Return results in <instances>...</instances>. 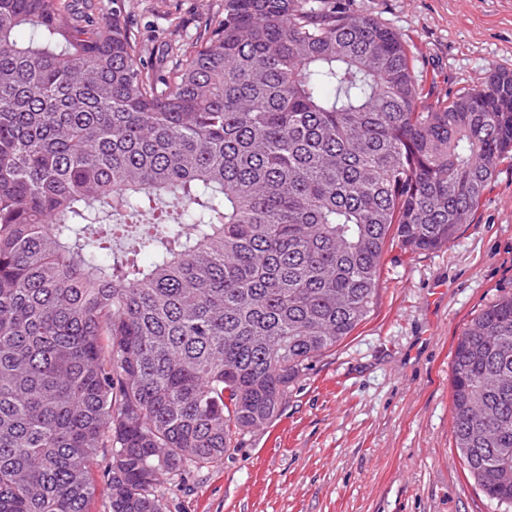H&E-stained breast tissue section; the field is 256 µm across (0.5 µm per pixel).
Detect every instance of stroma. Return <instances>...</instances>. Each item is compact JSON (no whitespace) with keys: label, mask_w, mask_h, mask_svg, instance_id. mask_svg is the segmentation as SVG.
<instances>
[{"label":"stroma","mask_w":512,"mask_h":512,"mask_svg":"<svg viewBox=\"0 0 512 512\" xmlns=\"http://www.w3.org/2000/svg\"><path fill=\"white\" fill-rule=\"evenodd\" d=\"M224 0H124L145 63L195 40ZM397 30L426 91L455 96L512 71V0H354ZM512 292V156L448 247L387 246L368 318L315 359L270 424L223 463L169 486L166 512H499L451 432V361L462 330Z\"/></svg>","instance_id":"stroma-1"}]
</instances>
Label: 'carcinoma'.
<instances>
[{"mask_svg":"<svg viewBox=\"0 0 512 512\" xmlns=\"http://www.w3.org/2000/svg\"><path fill=\"white\" fill-rule=\"evenodd\" d=\"M92 0H0V512H165L435 251L512 152V71L423 104L351 0H224L151 69ZM29 28V40L17 33ZM452 436L512 507V293L459 336ZM110 448H102L98 458V466L96 469V484L97 490L95 496L89 504L90 512H107L108 511V498L103 484L102 473L107 465Z\"/></svg>","mask_w":512,"mask_h":512,"instance_id":"obj_1","label":"carcinoma"}]
</instances>
